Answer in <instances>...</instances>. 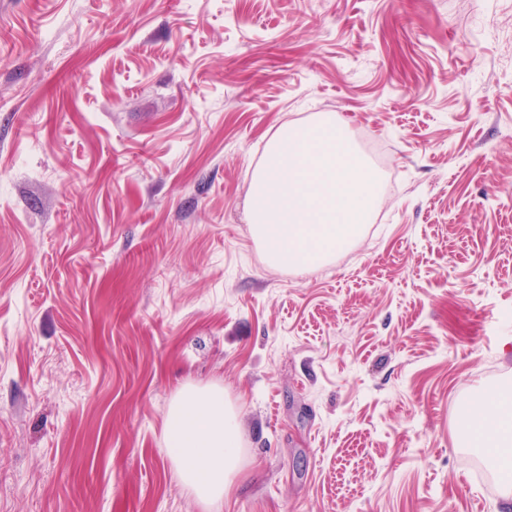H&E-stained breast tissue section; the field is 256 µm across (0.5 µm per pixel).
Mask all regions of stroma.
Here are the masks:
<instances>
[{"mask_svg":"<svg viewBox=\"0 0 512 512\" xmlns=\"http://www.w3.org/2000/svg\"><path fill=\"white\" fill-rule=\"evenodd\" d=\"M383 188L326 262L254 243L283 124ZM512 382V0H0V512H203L163 441L218 386L223 512H512L459 446Z\"/></svg>","mask_w":512,"mask_h":512,"instance_id":"stroma-1","label":"stroma"}]
</instances>
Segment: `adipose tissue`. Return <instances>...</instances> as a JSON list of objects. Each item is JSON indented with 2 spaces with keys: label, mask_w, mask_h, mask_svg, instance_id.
Instances as JSON below:
<instances>
[{
  "label": "adipose tissue",
  "mask_w": 512,
  "mask_h": 512,
  "mask_svg": "<svg viewBox=\"0 0 512 512\" xmlns=\"http://www.w3.org/2000/svg\"><path fill=\"white\" fill-rule=\"evenodd\" d=\"M458 439L467 441L496 468L512 469V395L484 390L460 411ZM169 458L182 484L205 512H222L224 494L242 460L235 411L223 389H182L164 428Z\"/></svg>",
  "instance_id": "obj_1"
}]
</instances>
